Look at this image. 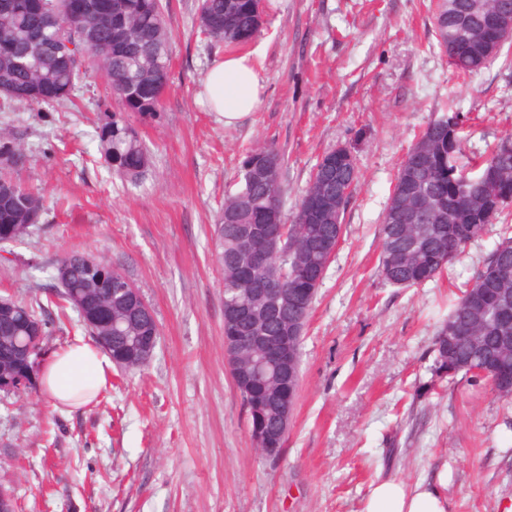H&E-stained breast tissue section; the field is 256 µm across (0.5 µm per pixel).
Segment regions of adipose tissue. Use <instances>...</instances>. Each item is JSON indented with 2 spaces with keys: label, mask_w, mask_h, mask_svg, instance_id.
Returning a JSON list of instances; mask_svg holds the SVG:
<instances>
[{
  "label": "adipose tissue",
  "mask_w": 512,
  "mask_h": 512,
  "mask_svg": "<svg viewBox=\"0 0 512 512\" xmlns=\"http://www.w3.org/2000/svg\"><path fill=\"white\" fill-rule=\"evenodd\" d=\"M266 78L246 56H228L209 70L205 88L212 111L232 125L254 112ZM114 365L101 348L75 339L54 352L41 369L43 389L57 409L72 411L97 402L108 387ZM447 474L412 485L395 479L375 484L364 512H449Z\"/></svg>",
  "instance_id": "1"
}]
</instances>
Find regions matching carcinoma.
I'll list each match as a JSON object with an SVG mask.
<instances>
[{"mask_svg":"<svg viewBox=\"0 0 512 512\" xmlns=\"http://www.w3.org/2000/svg\"><path fill=\"white\" fill-rule=\"evenodd\" d=\"M93 8L75 26L68 16V0H12L0 6V107L41 103L45 86L59 89L49 105L73 103V91L87 69L105 76L110 89L124 86L127 94L113 96L112 110L97 115L98 151L113 174L131 182L141 178L149 165L140 126L162 119V100L168 86L170 36L161 0H91ZM261 0H197L200 35L212 48H235L248 43L262 23ZM473 0H433L432 22L440 53L461 76L473 75L502 55L483 56V40L498 33L490 17L472 12ZM474 131H465L462 113L448 112L431 121L404 156L379 227L378 273L394 287L411 288L435 279L452 264L489 224L508 223L512 216V131L507 130L490 151L466 157V144ZM10 164L0 166V243L15 242L34 223L30 201L38 200L9 176L23 168L28 153L9 129H0V152ZM284 156L261 145L251 149L241 166L235 190L225 194L216 220V262L224 273V326L236 320L241 308L256 314L266 336H283L297 326L294 368L307 316L315 295L298 306L271 315L263 309L260 288L280 280L289 288H307L300 273L309 270L324 278L342 235V220L352 197L357 170L354 159L337 150L327 152L303 190L291 222L283 219ZM274 224L278 238L267 266L255 270L245 256L242 231ZM87 253L72 251L60 262L70 276L55 296L62 307L76 309L71 290L87 296L110 311L121 334L112 336V360L128 371L118 353L129 336L157 330L133 311L131 302L113 298L112 280L124 272L99 259L86 266ZM484 288L483 301L468 300L470 289ZM512 289V237H503L482 260L465 291L452 305L433 343L431 381L454 379L448 362L473 355L470 342L448 339V325H475L482 336L481 350L497 359L490 380L497 393L512 387V352H499V337L506 335L494 323L495 299L500 289ZM12 311L0 318V378L12 372L11 355L17 344L31 339L30 326L37 319L33 304L10 299ZM231 375L242 402L268 405L264 417L272 433L271 446L281 440L275 398L287 392L279 367L256 370L260 355L255 349L236 352Z\"/></svg>","mask_w":512,"mask_h":512,"instance_id":"obj_1","label":"carcinoma"}]
</instances>
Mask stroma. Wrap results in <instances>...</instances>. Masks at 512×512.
<instances>
[{
  "label": "stroma",
  "instance_id": "obj_1",
  "mask_svg": "<svg viewBox=\"0 0 512 512\" xmlns=\"http://www.w3.org/2000/svg\"><path fill=\"white\" fill-rule=\"evenodd\" d=\"M197 0H169L163 119L143 127L151 165L139 185L97 152L110 103L87 72L69 107L0 112L30 161L17 180L43 197L40 222L0 246V296L42 305L55 352L90 333L49 298L57 261L105 257L140 289L160 336L147 366L113 370L99 402L64 413L42 386L0 392V488L15 512H362L371 487L448 475L451 512H512V408L489 384L432 382L433 338L504 232L495 223L453 266L413 288L375 268L378 225L408 148L453 103L487 151L512 129L504 59L457 77L437 46L430 0H262L263 24L238 52L266 77L255 112L225 126L204 101L221 49L196 33ZM287 158L284 213L322 156L351 152L358 181L312 305L283 453L255 449L224 354L223 275L215 218L245 153Z\"/></svg>",
  "mask_w": 512,
  "mask_h": 512
}]
</instances>
